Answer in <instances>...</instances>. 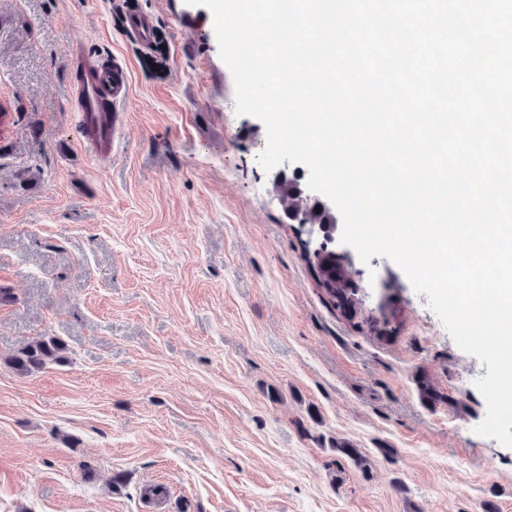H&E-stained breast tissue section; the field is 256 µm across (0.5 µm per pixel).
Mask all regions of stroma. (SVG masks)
I'll return each mask as SVG.
<instances>
[{
  "label": "stroma",
  "mask_w": 512,
  "mask_h": 512,
  "mask_svg": "<svg viewBox=\"0 0 512 512\" xmlns=\"http://www.w3.org/2000/svg\"><path fill=\"white\" fill-rule=\"evenodd\" d=\"M82 53L129 75L106 154ZM0 107V512H512V448L474 432L486 367L387 258L349 269L389 338L332 309L209 9L0 0ZM49 338L68 363L9 366ZM154 20L151 16L137 10L132 9L128 15V29L137 36L142 42L149 44V39L152 36L155 26Z\"/></svg>",
  "instance_id": "stroma-1"
}]
</instances>
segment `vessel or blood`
I'll list each match as a JSON object with an SVG mask.
<instances>
[{
	"label": "vessel or blood",
	"instance_id": "obj_1",
	"mask_svg": "<svg viewBox=\"0 0 512 512\" xmlns=\"http://www.w3.org/2000/svg\"><path fill=\"white\" fill-rule=\"evenodd\" d=\"M128 29L141 41H149L155 26L151 16L131 10ZM76 103L84 114L83 130L89 133L101 149L112 147V126L103 119V104L117 105L129 95L130 84L126 69L108 60L86 58L80 70L73 74Z\"/></svg>",
	"mask_w": 512,
	"mask_h": 512
}]
</instances>
